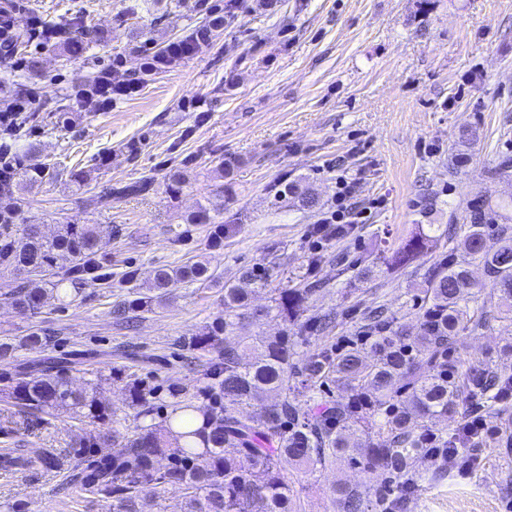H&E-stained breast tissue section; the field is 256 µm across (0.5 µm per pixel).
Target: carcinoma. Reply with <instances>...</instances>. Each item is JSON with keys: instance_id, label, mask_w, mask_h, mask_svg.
<instances>
[{"instance_id": "obj_1", "label": "carcinoma", "mask_w": 512, "mask_h": 512, "mask_svg": "<svg viewBox=\"0 0 512 512\" xmlns=\"http://www.w3.org/2000/svg\"><path fill=\"white\" fill-rule=\"evenodd\" d=\"M96 41L87 31L68 38L69 52L81 55ZM44 168L26 169L20 181L4 191L14 194L42 181ZM284 194L304 208L318 200L295 182ZM220 208L199 206L190 224H215ZM16 212L0 211V271L15 277L8 293L11 306L35 315L48 296L65 301L81 295L102 268L98 259V225L70 220L50 238L35 224L21 236L13 231ZM444 231L440 224H421L387 265L403 266L435 246ZM483 217L471 218L460 244L428 270L427 288L418 308V325L410 335L397 318L381 309L365 317L361 335L335 348H325L299 368L290 363L294 347L309 339L312 323L302 320L315 285L281 288L272 304L251 306V295L267 286V273L246 268L236 283L224 285V316L196 336L183 340L187 349L205 359V385L200 406L169 388L171 411L165 424L155 423L156 391L134 375L114 372L124 383L127 406L133 410L134 431L120 428L128 416L98 397L99 380L79 387L73 371L80 365L68 358H48L20 366L0 400L16 408L29 423L68 412L95 430L78 437L71 448H38L37 459L48 470H65L69 483L84 493L112 499L116 512H161V491H181L183 512H291L288 466L311 471L345 459L352 465L380 469L399 484L391 512L419 490V479L431 462L433 449H448L458 437L438 427L458 413L461 403L477 409L499 410L512 399V373L492 371L484 364L463 366L453 358L463 333H477L491 321L512 328V225L497 229L496 245H488ZM482 266L490 295L497 298L500 316L490 314L481 300L484 286L476 283L470 266ZM210 281L208 266L197 261L179 267L154 268L145 284L137 273L124 274L130 291L112 306L115 318L151 310L154 302L182 283ZM269 318L284 328L276 336H235L241 320L259 324ZM56 332L37 328L23 344L43 349ZM334 383L347 393L338 402L318 399L321 388ZM110 443L109 454L95 447ZM31 463L20 448L0 453V467L21 470ZM337 512H366L369 492L359 486L333 488Z\"/></svg>"}]
</instances>
